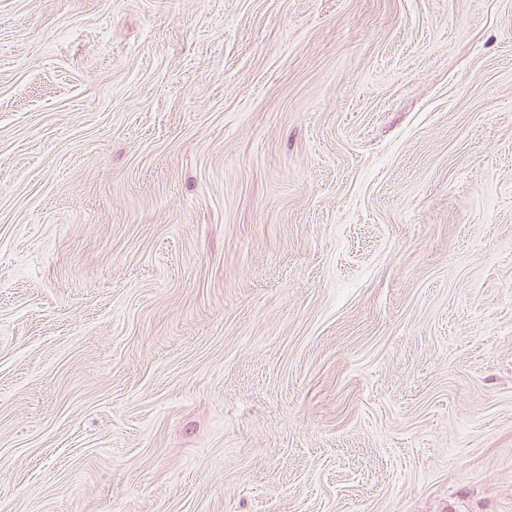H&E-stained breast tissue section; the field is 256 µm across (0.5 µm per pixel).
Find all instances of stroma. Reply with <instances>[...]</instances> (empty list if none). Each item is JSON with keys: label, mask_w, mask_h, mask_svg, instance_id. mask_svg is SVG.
Wrapping results in <instances>:
<instances>
[{"label": "stroma", "mask_w": 512, "mask_h": 512, "mask_svg": "<svg viewBox=\"0 0 512 512\" xmlns=\"http://www.w3.org/2000/svg\"><path fill=\"white\" fill-rule=\"evenodd\" d=\"M0 512H512V0H0Z\"/></svg>", "instance_id": "1"}]
</instances>
